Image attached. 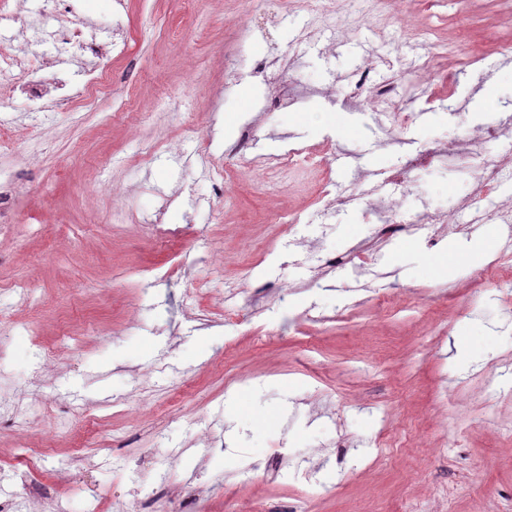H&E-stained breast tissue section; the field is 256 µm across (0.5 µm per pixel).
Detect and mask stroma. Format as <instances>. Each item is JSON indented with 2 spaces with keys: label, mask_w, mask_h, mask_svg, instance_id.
Wrapping results in <instances>:
<instances>
[{
  "label": "stroma",
  "mask_w": 512,
  "mask_h": 512,
  "mask_svg": "<svg viewBox=\"0 0 512 512\" xmlns=\"http://www.w3.org/2000/svg\"><path fill=\"white\" fill-rule=\"evenodd\" d=\"M346 0L352 33L280 0H0V181L22 175L21 224L0 236V505L8 512H512V281L469 252L491 227L465 208L490 159L512 154V40L456 77L415 65ZM98 45L87 53L86 39ZM126 51L117 54L115 42ZM289 54L288 109L257 61ZM400 57L407 129L322 96ZM111 76L69 107L31 111L30 64ZM332 145L328 186L269 193L230 158ZM489 126L498 141L479 144ZM156 150L139 164L144 147ZM409 170L404 194L322 215L310 197ZM415 234L372 237L388 210ZM298 224L285 243L275 218ZM441 213L449 231L432 235ZM155 224H178L160 239ZM266 252L242 262L256 243ZM31 281V303L11 286ZM387 298L392 310L379 308ZM46 349L35 358V345ZM399 447H377L381 432Z\"/></svg>",
  "instance_id": "35a3bbf8"
}]
</instances>
